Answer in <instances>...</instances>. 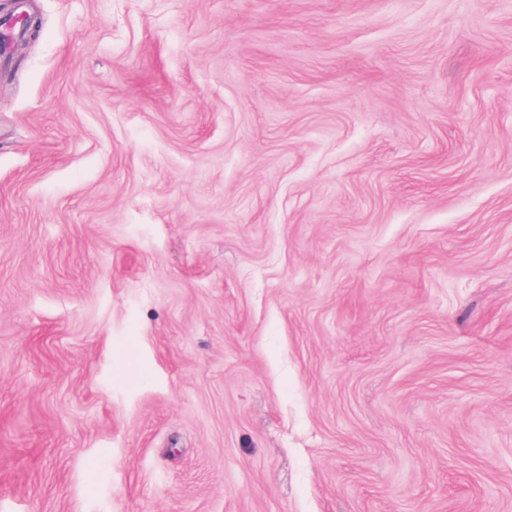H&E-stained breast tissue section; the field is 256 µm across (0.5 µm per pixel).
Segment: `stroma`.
Returning a JSON list of instances; mask_svg holds the SVG:
<instances>
[{"label": "stroma", "instance_id": "35a3bbf8", "mask_svg": "<svg viewBox=\"0 0 512 512\" xmlns=\"http://www.w3.org/2000/svg\"><path fill=\"white\" fill-rule=\"evenodd\" d=\"M35 9L0 512H512V0Z\"/></svg>", "mask_w": 512, "mask_h": 512}]
</instances>
